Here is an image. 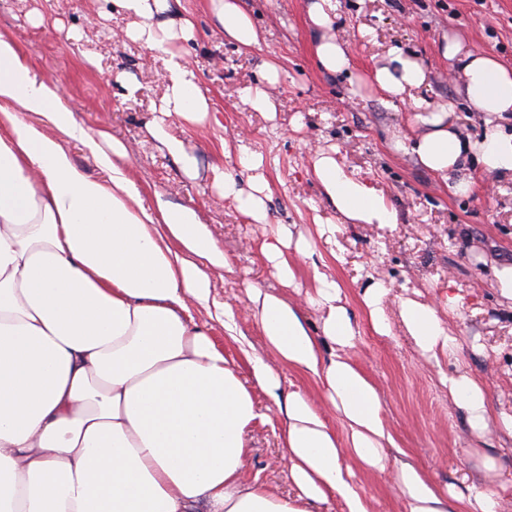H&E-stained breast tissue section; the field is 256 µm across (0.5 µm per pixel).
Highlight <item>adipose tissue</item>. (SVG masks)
<instances>
[{
    "instance_id": "ef3b65f1",
    "label": "adipose tissue",
    "mask_w": 512,
    "mask_h": 512,
    "mask_svg": "<svg viewBox=\"0 0 512 512\" xmlns=\"http://www.w3.org/2000/svg\"><path fill=\"white\" fill-rule=\"evenodd\" d=\"M134 17L128 35L149 50L190 41V19L170 16L171 0H113ZM213 23L238 46L259 43V31L238 0H205ZM332 0H314V54L331 74L349 71L351 56L331 36ZM165 23H155L158 15ZM445 55L463 75L461 95L481 115V137L462 133L453 104L416 107L410 137L393 133L395 151L439 177L456 195L473 187L479 164L512 178V68L466 49L456 39ZM374 80L388 98L425 80L423 65L400 50ZM164 110L200 123L210 112L192 69L169 61ZM38 114L35 122L24 120ZM87 143L95 134L75 118L58 86L39 80L17 43L0 34V512H311L338 498L347 512H369L345 467L354 455L386 470L393 438L375 385L352 360L356 331L340 305L336 282L319 278L311 303L324 310L312 336L300 309L248 285V297L277 365L248 354L242 380L213 338L195 326L194 307L212 302L211 272L228 268L223 250L186 205L137 204L124 153L113 145L98 162L101 181L72 161L61 137ZM246 186H219L252 223L268 221L262 157L243 158ZM313 175L335 209L354 224H393L395 210L329 152L316 153ZM304 258L312 247L280 226L262 246L280 279H294L287 248ZM399 314L430 357L456 355L457 344L435 307L401 301ZM313 377L346 426L345 440L306 393L284 390L281 373ZM448 394L469 429L489 425L512 438V414L491 419L482 386L449 375ZM264 393L283 420L279 439L295 492L272 494L245 477L248 437L269 419ZM406 512H457L454 495L437 489L415 466H396Z\"/></svg>"
}]
</instances>
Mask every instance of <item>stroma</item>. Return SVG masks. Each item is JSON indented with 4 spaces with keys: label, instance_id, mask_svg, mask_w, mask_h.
<instances>
[{
    "label": "stroma",
    "instance_id": "stroma-1",
    "mask_svg": "<svg viewBox=\"0 0 512 512\" xmlns=\"http://www.w3.org/2000/svg\"><path fill=\"white\" fill-rule=\"evenodd\" d=\"M260 32V43L237 48L202 10L201 0H180L179 17L195 36L150 51L126 38L130 17L110 0H0V33L14 38L36 74L60 87L85 128L106 131L127 150L128 174L145 207L156 197L197 210L228 256L231 268L214 277L212 295L235 313L236 335L195 308L194 323L208 330L236 361L265 354V339L249 310L247 284L299 305L312 334L323 311L308 305L315 273L339 285L340 299L357 332L350 354L377 387L394 444L391 461L418 467L439 488L460 494L458 512H474L470 488L491 490L497 512H512V439L473 434L441 379L462 371L483 386L491 414L512 413V301L495 287V272L512 266V180L474 176L470 194H451L443 181L390 145L394 131L411 133L415 104L453 103L463 133L479 136L483 123L459 98L463 78L443 54L448 39L493 54L512 67V0H334L331 32L349 46L350 72L323 71L313 52L312 0H239ZM416 57L424 84L398 107H388L372 81L391 49ZM186 58L208 98L211 117L193 124L161 110L169 85L171 53ZM281 79L267 85L263 62ZM267 89L276 116L266 119L243 100L248 88ZM181 140L196 159L187 176L151 133L154 124ZM335 150L338 162L376 188L398 216L389 225L349 224L312 174L316 148ZM262 155L270 186L269 221L249 223L216 186L217 174L246 183L243 154ZM314 245L312 258H293L296 278L283 283L261 253L279 225ZM381 281L391 333L377 334L362 301L366 286ZM458 299L449 315L443 302ZM434 306L458 344L456 358L426 359L407 333L398 301ZM272 415L251 435L249 476L285 496L294 490ZM353 483L372 512H405L387 471L353 462Z\"/></svg>",
    "mask_w": 512,
    "mask_h": 512
}]
</instances>
